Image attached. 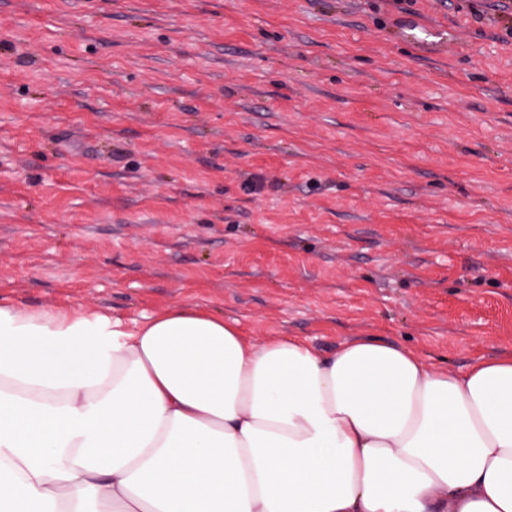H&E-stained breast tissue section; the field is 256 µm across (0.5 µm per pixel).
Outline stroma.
Wrapping results in <instances>:
<instances>
[{"label": "stroma", "instance_id": "1", "mask_svg": "<svg viewBox=\"0 0 512 512\" xmlns=\"http://www.w3.org/2000/svg\"><path fill=\"white\" fill-rule=\"evenodd\" d=\"M0 298L512 352V0H0Z\"/></svg>", "mask_w": 512, "mask_h": 512}]
</instances>
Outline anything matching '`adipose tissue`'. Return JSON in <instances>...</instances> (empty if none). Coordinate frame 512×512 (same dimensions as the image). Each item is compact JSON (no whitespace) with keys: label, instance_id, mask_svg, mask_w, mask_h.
<instances>
[{"label":"adipose tissue","instance_id":"1","mask_svg":"<svg viewBox=\"0 0 512 512\" xmlns=\"http://www.w3.org/2000/svg\"><path fill=\"white\" fill-rule=\"evenodd\" d=\"M0 512H512V354L0 301Z\"/></svg>","mask_w":512,"mask_h":512}]
</instances>
